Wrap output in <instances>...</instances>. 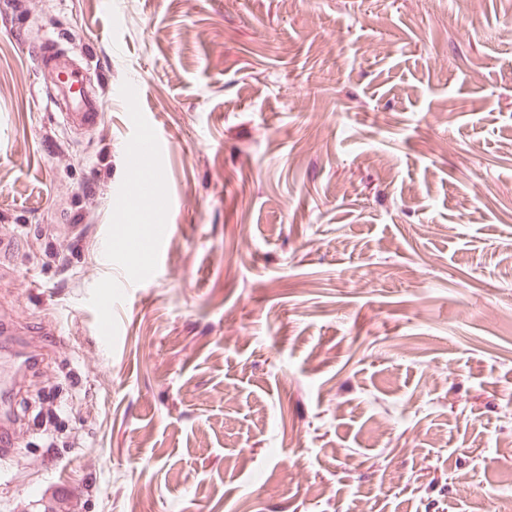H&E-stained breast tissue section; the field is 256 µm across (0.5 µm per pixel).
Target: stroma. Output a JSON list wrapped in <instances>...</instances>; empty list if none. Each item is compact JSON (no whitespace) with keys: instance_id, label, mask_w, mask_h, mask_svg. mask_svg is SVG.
Returning a JSON list of instances; mask_svg holds the SVG:
<instances>
[{"instance_id":"1","label":"stroma","mask_w":512,"mask_h":512,"mask_svg":"<svg viewBox=\"0 0 512 512\" xmlns=\"http://www.w3.org/2000/svg\"><path fill=\"white\" fill-rule=\"evenodd\" d=\"M0 239V512L512 498V0H0ZM76 109L81 112H66L64 118L67 123L72 122L85 132L94 131L102 122V100L96 95L93 100L79 102ZM158 142L153 136L144 135L137 136L128 142V149L131 158H133V177L131 183L138 189H148L152 186V183L156 176V165L154 162V153L158 152ZM145 146L147 152L146 157L141 158L138 166L135 162L140 155V149Z\"/></svg>"}]
</instances>
